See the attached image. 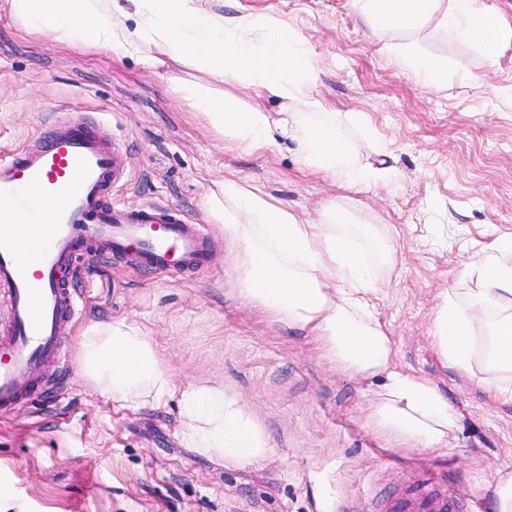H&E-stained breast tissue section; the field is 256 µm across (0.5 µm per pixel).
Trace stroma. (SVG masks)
Segmentation results:
<instances>
[{"label":"stroma","mask_w":512,"mask_h":512,"mask_svg":"<svg viewBox=\"0 0 512 512\" xmlns=\"http://www.w3.org/2000/svg\"><path fill=\"white\" fill-rule=\"evenodd\" d=\"M228 17L288 29L316 61L306 96L352 116L345 135L358 164L388 174L342 187L303 167L293 141L257 152L224 138L174 93L173 81L240 108L280 112L282 97L251 75L223 82L176 62L155 71L85 46L38 42L0 8V150L19 148L58 106L100 111L123 149L126 207H178L205 224L206 265L148 273L135 252L68 276L84 307L62 342L70 356L54 385L0 413V512H397L448 489L457 512H486L498 472L512 471V405L444 367L431 336L443 291L465 304L478 275L463 274L491 245L512 246V45L488 65L434 27L417 50L448 68L421 85L368 38L350 0H224ZM248 183L289 212L316 220L337 205L358 224H387L398 265L375 301L397 370L433 380L458 410L447 448L427 452L368 418L377 381L329 363L318 344L283 330L239 295L236 247L210 214L215 182ZM125 322L163 348L175 383L236 397L271 454L238 469L187 448L178 399L119 408L78 375V339Z\"/></svg>","instance_id":"obj_1"}]
</instances>
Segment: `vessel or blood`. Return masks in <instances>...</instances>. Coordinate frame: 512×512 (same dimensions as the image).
Returning a JSON list of instances; mask_svg holds the SVG:
<instances>
[{"mask_svg":"<svg viewBox=\"0 0 512 512\" xmlns=\"http://www.w3.org/2000/svg\"><path fill=\"white\" fill-rule=\"evenodd\" d=\"M122 149L98 113H51L42 131L19 150L0 154V413L35 392L33 374L67 360L61 345L80 312L67 275L81 257H121L135 250L156 274L201 269L211 238L203 224L157 206L113 203L124 181ZM27 240L33 255L20 259Z\"/></svg>","mask_w":512,"mask_h":512,"instance_id":"vessel-or-blood-1","label":"vessel or blood"}]
</instances>
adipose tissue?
I'll return each mask as SVG.
<instances>
[{"label":"adipose tissue","instance_id":"obj_1","mask_svg":"<svg viewBox=\"0 0 512 512\" xmlns=\"http://www.w3.org/2000/svg\"><path fill=\"white\" fill-rule=\"evenodd\" d=\"M351 2L367 32L431 88L441 85L447 68L414 49V37L426 26L489 64L512 44V22L500 0ZM5 6L26 31L45 41L90 44L153 68L171 59L220 82L254 75L261 87L287 98L278 116L238 110L189 85H177L176 91L239 147L260 148L277 133L296 143L310 169L345 183L378 178L357 166L339 114L321 111L318 101L303 94L316 71L312 57L274 27L266 28L263 41L251 39L255 20L225 16L223 0H5ZM209 208L223 223L225 238L238 246L241 296L284 328L313 337L332 363L364 379L381 378L369 413L376 428L424 451L446 448L458 426L457 412L432 381L393 368L391 339L372 314L371 296L381 282L364 274L366 254H377L384 274L396 265L383 226L347 223L333 207L319 223L304 222L248 184L231 180L217 183ZM475 268L482 288L462 306L444 296L432 336L444 365L476 378L495 400L509 404L512 257L491 254ZM478 327L487 341L476 368ZM78 370L124 407L157 408L179 397L184 443L225 467L258 465L270 454L264 435L237 399L208 386L177 390L154 337L140 327L123 322L89 327L79 338Z\"/></svg>","mask_w":512,"mask_h":512}]
</instances>
